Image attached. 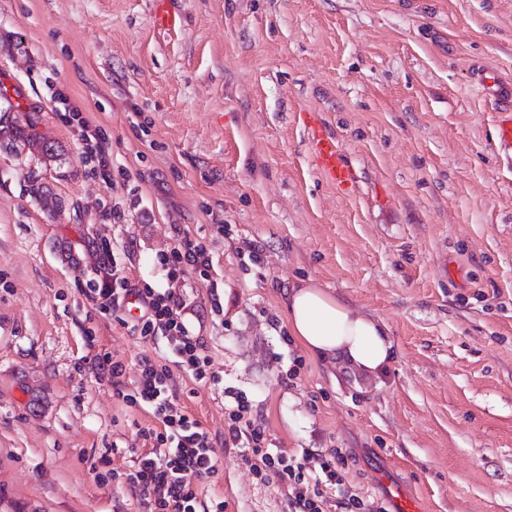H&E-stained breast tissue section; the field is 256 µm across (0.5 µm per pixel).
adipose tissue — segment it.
<instances>
[{
	"mask_svg": "<svg viewBox=\"0 0 512 512\" xmlns=\"http://www.w3.org/2000/svg\"><path fill=\"white\" fill-rule=\"evenodd\" d=\"M283 310L290 335L315 357H340L373 376L395 356L383 323L358 313L315 282L289 288Z\"/></svg>",
	"mask_w": 512,
	"mask_h": 512,
	"instance_id": "ef3b65f1",
	"label": "adipose tissue"
}]
</instances>
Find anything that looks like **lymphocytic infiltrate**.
Masks as SVG:
<instances>
[{"mask_svg":"<svg viewBox=\"0 0 512 512\" xmlns=\"http://www.w3.org/2000/svg\"><path fill=\"white\" fill-rule=\"evenodd\" d=\"M158 264L166 271L167 287L152 288L132 282L124 268L112 259L109 250H102L96 276L89 283L87 298L100 310L120 308L128 297L140 302V314L131 326L140 337L167 336L173 340V366L143 360L133 393H125V366L111 352L95 356L99 378L111 382L123 401L141 403L156 421L142 436L148 446L138 455L125 483L136 498L141 512H199L210 505L211 512H224V502L211 499L203 502L201 483L217 470L214 445L209 432L191 419L178 401L171 382V367H178L198 381L218 382L211 369V359L200 337L194 336L186 318L188 305L184 296V276L193 271L209 280L208 293L214 311H221L218 284L210 280L213 255L207 246L189 233H182L169 252L159 254ZM224 436L239 448L246 449L256 475L275 473L288 487V512H325L336 504L340 512H388L384 502L374 497L341 494L331 499L335 487L344 483V476L335 468L345 462L341 449L319 467H309L273 447L263 419L253 405L239 393L224 394Z\"/></svg>","mask_w":512,"mask_h":512,"instance_id":"lymphocytic-infiltrate-1","label":"lymphocytic infiltrate"}]
</instances>
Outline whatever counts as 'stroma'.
I'll use <instances>...</instances> for the list:
<instances>
[{"label":"stroma","instance_id":"obj_1","mask_svg":"<svg viewBox=\"0 0 512 512\" xmlns=\"http://www.w3.org/2000/svg\"><path fill=\"white\" fill-rule=\"evenodd\" d=\"M0 0V107L60 161L0 151V506L136 512L122 478L152 418L99 379L108 349L133 385L170 358L85 293L108 241L132 281L166 285L157 254L188 231L214 256L223 313L186 277L187 318L215 386L173 369L211 433L205 498L288 512L224 442V392L248 397L296 458L349 455L350 491L425 512H512V167L485 66L512 85V0ZM336 136L357 183L317 170L302 116ZM96 130L107 176L75 131ZM59 200L41 209L28 170ZM315 281L381 320L395 357L369 377L306 354L282 301ZM107 457L115 478L98 480Z\"/></svg>","mask_w":512,"mask_h":512}]
</instances>
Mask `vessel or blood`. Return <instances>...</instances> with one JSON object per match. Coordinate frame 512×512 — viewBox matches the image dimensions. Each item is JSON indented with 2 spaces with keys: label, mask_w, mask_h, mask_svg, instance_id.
Listing matches in <instances>:
<instances>
[{
  "label": "vessel or blood",
  "mask_w": 512,
  "mask_h": 512,
  "mask_svg": "<svg viewBox=\"0 0 512 512\" xmlns=\"http://www.w3.org/2000/svg\"><path fill=\"white\" fill-rule=\"evenodd\" d=\"M304 126L311 155L321 174L339 190L352 189L356 182V174L345 160L335 135L327 130L320 119L313 116L306 118ZM496 140L500 148L512 152L511 98L504 100L498 108Z\"/></svg>",
  "instance_id": "obj_1"
}]
</instances>
